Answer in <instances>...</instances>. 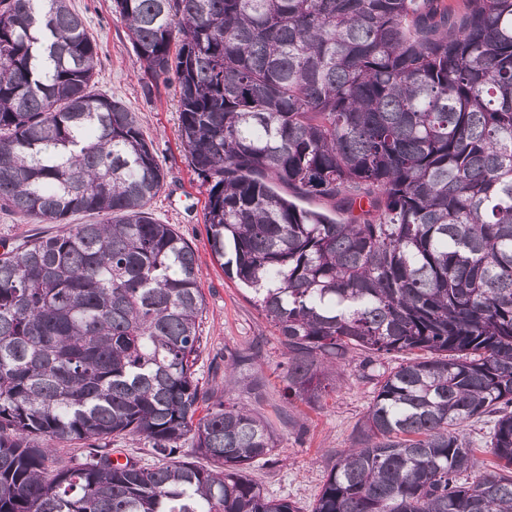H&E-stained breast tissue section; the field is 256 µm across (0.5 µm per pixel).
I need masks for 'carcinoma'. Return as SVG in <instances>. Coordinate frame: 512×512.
<instances>
[{
	"instance_id": "obj_1",
	"label": "carcinoma",
	"mask_w": 512,
	"mask_h": 512,
	"mask_svg": "<svg viewBox=\"0 0 512 512\" xmlns=\"http://www.w3.org/2000/svg\"><path fill=\"white\" fill-rule=\"evenodd\" d=\"M68 2L0 0V211L101 217L0 253V512H299L249 477L278 442L224 399L240 358L199 384L194 251L151 216L161 167L92 91ZM112 12L147 85L175 88L212 258L281 337L289 394L319 401L355 351L376 381L311 512H512V0ZM390 353L410 358L375 373ZM484 417L495 462L471 479ZM126 437L157 462L112 458Z\"/></svg>"
}]
</instances>
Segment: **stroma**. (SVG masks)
Masks as SVG:
<instances>
[{
    "mask_svg": "<svg viewBox=\"0 0 512 512\" xmlns=\"http://www.w3.org/2000/svg\"><path fill=\"white\" fill-rule=\"evenodd\" d=\"M98 44L97 92L121 99L136 112L164 173V186L151 201L154 219L175 225L195 251L204 296L198 376L205 386L222 383L225 357L244 356L227 396L268 422L278 440L272 456L258 460L251 478L272 498L310 512L337 454L354 445L372 405L376 384L360 379L361 357L342 364L319 403L288 399L287 351L249 291L227 278L213 261L203 212L207 187L198 179L178 139V97L173 87L145 92L146 78L132 53L126 30L112 12V0H70Z\"/></svg>",
    "mask_w": 512,
    "mask_h": 512,
    "instance_id": "obj_1",
    "label": "stroma"
}]
</instances>
